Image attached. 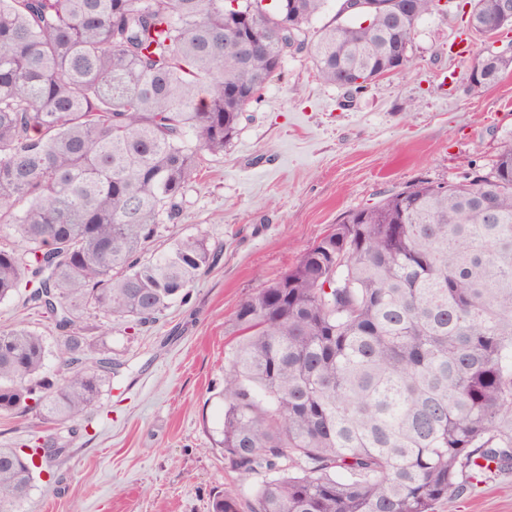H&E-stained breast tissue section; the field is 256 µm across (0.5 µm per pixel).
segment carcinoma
<instances>
[{
    "label": "carcinoma",
    "instance_id": "cac0c4a2",
    "mask_svg": "<svg viewBox=\"0 0 512 512\" xmlns=\"http://www.w3.org/2000/svg\"><path fill=\"white\" fill-rule=\"evenodd\" d=\"M225 0H0V302L25 290L56 343L0 328V413L54 429L0 448V512L64 459L115 367L76 332L94 309L157 322L218 259L200 234L150 249L182 212L200 153H224L298 43L352 95L408 60L436 0H366L308 39L326 0H240L265 36L244 57ZM487 38L512 18L467 0ZM369 25H364V22ZM512 66L470 80L484 92ZM216 444L258 484L249 512H433L512 468V145L488 172L420 181L348 212L240 303ZM57 368L47 369L49 355ZM212 512H240L237 497Z\"/></svg>",
    "mask_w": 512,
    "mask_h": 512
}]
</instances>
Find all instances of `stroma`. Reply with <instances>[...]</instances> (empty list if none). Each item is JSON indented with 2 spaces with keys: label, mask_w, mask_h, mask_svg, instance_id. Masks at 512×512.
<instances>
[{
  "label": "stroma",
  "mask_w": 512,
  "mask_h": 512,
  "mask_svg": "<svg viewBox=\"0 0 512 512\" xmlns=\"http://www.w3.org/2000/svg\"><path fill=\"white\" fill-rule=\"evenodd\" d=\"M462 31L457 8L423 16L406 67L350 99L319 79L307 54L284 60L223 154L203 155L200 182L152 245L160 252L201 234L222 245L220 262L153 325L130 329L89 311L83 330L125 368L68 457L42 464L22 512H211L227 491L249 507L255 481L215 443L235 312L349 211L422 179L488 169L512 143V69L482 95L470 90L473 59L512 42V28L491 41L467 33L459 58L448 46ZM436 512H512V470L471 480Z\"/></svg>",
  "instance_id": "35a3bbf8"
}]
</instances>
